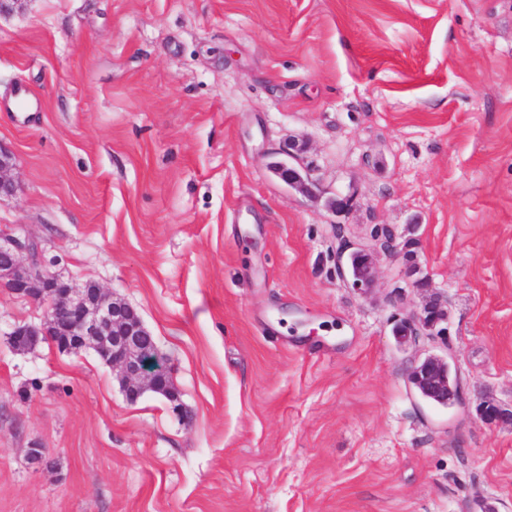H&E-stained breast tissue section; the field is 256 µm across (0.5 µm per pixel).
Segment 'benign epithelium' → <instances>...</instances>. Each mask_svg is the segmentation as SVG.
Instances as JSON below:
<instances>
[{
  "instance_id": "obj_1",
  "label": "benign epithelium",
  "mask_w": 512,
  "mask_h": 512,
  "mask_svg": "<svg viewBox=\"0 0 512 512\" xmlns=\"http://www.w3.org/2000/svg\"><path fill=\"white\" fill-rule=\"evenodd\" d=\"M10 155L0 149V192L10 194L13 182L6 176ZM281 180L310 195L317 185L309 170L281 161L277 167ZM30 262L24 264L22 253ZM366 268V275L351 286L371 288L375 278L372 254L356 250ZM38 253L34 244L17 237H0V288L23 300L47 304V311L37 324L17 326L12 340H24L31 349L41 341H51L64 350L93 349L106 363L118 369L127 397L134 401L149 389L170 401L177 400L171 374L156 356L153 337L143 326L135 310L121 299L104 292L96 285L74 288L57 275L37 270ZM430 335L448 333V314L439 298L426 302L419 311L395 332L399 346L404 347L420 332ZM448 362L430 356L413 369L412 378L428 393L448 395ZM482 417L489 423L512 420V411L486 401Z\"/></svg>"
}]
</instances>
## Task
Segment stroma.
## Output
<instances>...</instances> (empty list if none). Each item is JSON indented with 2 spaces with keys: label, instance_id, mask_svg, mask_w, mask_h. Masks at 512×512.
Segmentation results:
<instances>
[{
  "label": "stroma",
  "instance_id": "obj_1",
  "mask_svg": "<svg viewBox=\"0 0 512 512\" xmlns=\"http://www.w3.org/2000/svg\"><path fill=\"white\" fill-rule=\"evenodd\" d=\"M0 146V235L131 305L178 393L16 350L44 308L0 289V512H512V0H24ZM433 291L447 335L398 346ZM278 163L277 174L284 183L295 186L302 194L310 195L313 193L317 181L312 177L308 169H299L286 161ZM412 378L415 379L420 386H423L426 392L445 395L443 402H445L446 405H450L448 404V396L452 394V390H456L457 383L451 374L450 368L448 369V362L446 359L434 356L425 358L416 367H414ZM417 389L424 398L441 405L419 387H417Z\"/></svg>",
  "mask_w": 512,
  "mask_h": 512
}]
</instances>
